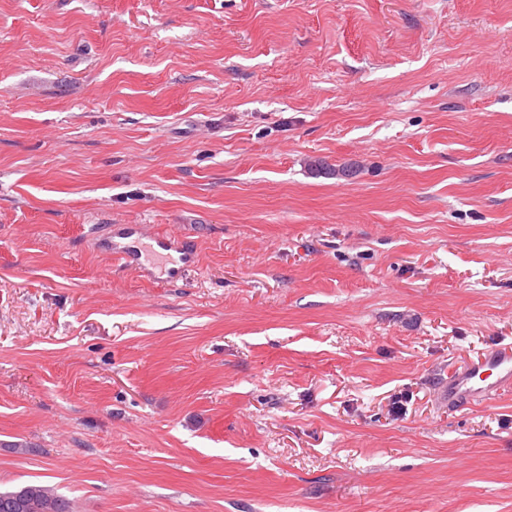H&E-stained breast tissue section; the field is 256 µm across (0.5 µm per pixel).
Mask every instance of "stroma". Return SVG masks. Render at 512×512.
Instances as JSON below:
<instances>
[{
  "label": "stroma",
  "instance_id": "35a3bbf8",
  "mask_svg": "<svg viewBox=\"0 0 512 512\" xmlns=\"http://www.w3.org/2000/svg\"><path fill=\"white\" fill-rule=\"evenodd\" d=\"M500 344L512 0H0L1 491L512 512V386L441 397ZM123 231L121 238L131 239V243L123 246L113 244L111 228L108 236L104 238L106 246L112 252V255L123 265L143 269V271L150 273L149 270L143 268V264L141 262L142 250L141 247L138 246L139 238L142 235L141 227L138 224H128L123 228ZM156 247L152 249L154 256L162 259L161 268L167 264L173 265L168 269V277H174L195 262V251L188 245L184 237H166L155 240ZM178 265V266H177Z\"/></svg>",
  "mask_w": 512,
  "mask_h": 512
}]
</instances>
